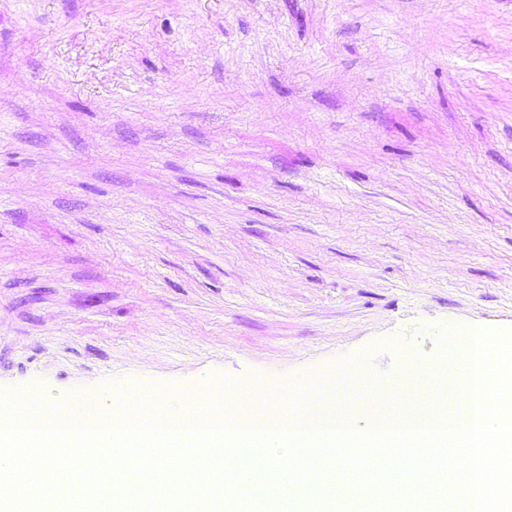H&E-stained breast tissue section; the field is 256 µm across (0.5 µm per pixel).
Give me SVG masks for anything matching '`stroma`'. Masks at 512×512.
I'll return each mask as SVG.
<instances>
[{"label": "stroma", "instance_id": "35a3bbf8", "mask_svg": "<svg viewBox=\"0 0 512 512\" xmlns=\"http://www.w3.org/2000/svg\"><path fill=\"white\" fill-rule=\"evenodd\" d=\"M512 330V0H0V392L421 386Z\"/></svg>", "mask_w": 512, "mask_h": 512}]
</instances>
